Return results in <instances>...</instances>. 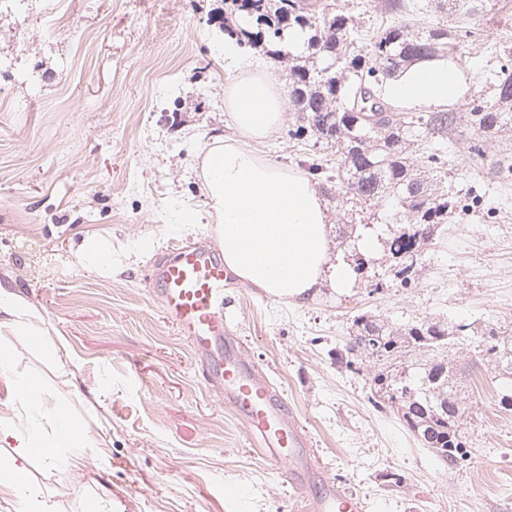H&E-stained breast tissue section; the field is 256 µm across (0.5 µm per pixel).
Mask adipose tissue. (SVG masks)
I'll return each mask as SVG.
<instances>
[{
	"mask_svg": "<svg viewBox=\"0 0 512 512\" xmlns=\"http://www.w3.org/2000/svg\"><path fill=\"white\" fill-rule=\"evenodd\" d=\"M233 74L224 87V109L235 136L215 139L201 160L203 187L223 247L224 264L240 281L278 299L305 300L330 283L342 291L354 273L331 263L326 200L302 171L257 155L252 143L273 136L285 119V96L266 71L250 68L234 43L224 45ZM469 77L449 59L419 60L392 80L386 96L397 109H445L463 104ZM50 338L44 318L27 299L0 285V334ZM0 378L12 383L17 413L30 409L41 419L19 436L14 422L0 419V446L13 456L0 469V488L8 490L14 512H49L41 490L27 477L33 449H45L50 468L68 470L89 443L73 425L67 408L48 403L41 380L19 375L14 360L0 351Z\"/></svg>",
	"mask_w": 512,
	"mask_h": 512,
	"instance_id": "adipose-tissue-1",
	"label": "adipose tissue"
}]
</instances>
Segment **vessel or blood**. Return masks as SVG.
I'll return each instance as SVG.
<instances>
[{"label":"vessel or blood","mask_w":512,"mask_h":512,"mask_svg":"<svg viewBox=\"0 0 512 512\" xmlns=\"http://www.w3.org/2000/svg\"><path fill=\"white\" fill-rule=\"evenodd\" d=\"M228 272L211 242H181L153 264L142 283L166 319L187 342L205 387L233 408L254 447L290 466L295 485L307 490L309 512H366L365 503L325 476L311 439L267 373L250 363L227 316Z\"/></svg>","instance_id":"1"}]
</instances>
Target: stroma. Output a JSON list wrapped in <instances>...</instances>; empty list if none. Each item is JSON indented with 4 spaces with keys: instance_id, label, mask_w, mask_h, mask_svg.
Listing matches in <instances>:
<instances>
[{
    "instance_id": "obj_1",
    "label": "stroma",
    "mask_w": 512,
    "mask_h": 512,
    "mask_svg": "<svg viewBox=\"0 0 512 512\" xmlns=\"http://www.w3.org/2000/svg\"><path fill=\"white\" fill-rule=\"evenodd\" d=\"M447 26L453 61L471 79L466 101L489 100L512 74V0L456 25L433 0H406ZM224 0H0V282L14 286L54 331L72 376L63 384L42 343L1 336L18 373L95 445L79 469L31 458L29 479L53 512H304L288 467L254 448L236 413L201 383L186 343L141 282L178 240L214 238L200 160L233 133L224 110ZM283 128L254 150L308 170L325 157ZM466 125L448 134V184L459 202L422 255L415 285L355 280L306 303L233 281L235 330L308 429L328 477L368 512H512V412L478 363L475 336L453 354L470 366L471 453L457 465L423 447L370 400L367 363L345 364L355 315L396 324L443 316L512 321V179L496 159L512 133L473 152ZM112 242V272L86 263L88 239Z\"/></svg>"
}]
</instances>
